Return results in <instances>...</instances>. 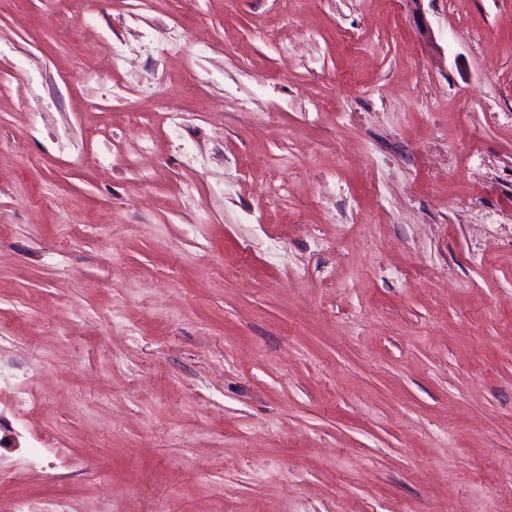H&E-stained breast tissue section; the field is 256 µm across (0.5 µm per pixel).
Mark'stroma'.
I'll list each match as a JSON object with an SVG mask.
<instances>
[{
	"mask_svg": "<svg viewBox=\"0 0 512 512\" xmlns=\"http://www.w3.org/2000/svg\"><path fill=\"white\" fill-rule=\"evenodd\" d=\"M16 505L512 512V0H0Z\"/></svg>",
	"mask_w": 512,
	"mask_h": 512,
	"instance_id": "obj_1",
	"label": "stroma"
}]
</instances>
